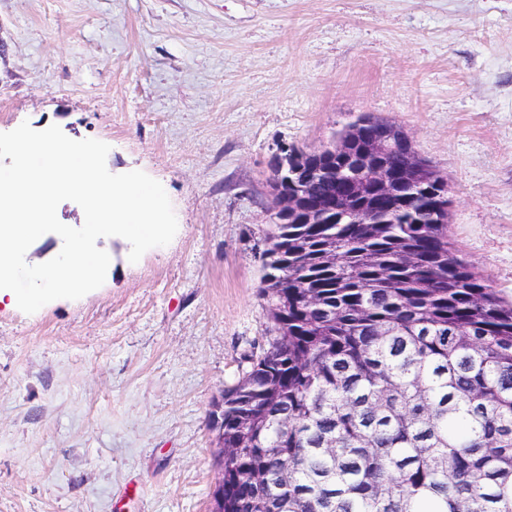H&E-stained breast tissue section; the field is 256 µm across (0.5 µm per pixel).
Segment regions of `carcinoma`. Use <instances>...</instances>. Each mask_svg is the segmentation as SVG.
<instances>
[{
  "instance_id": "cac0c4a2",
  "label": "carcinoma",
  "mask_w": 512,
  "mask_h": 512,
  "mask_svg": "<svg viewBox=\"0 0 512 512\" xmlns=\"http://www.w3.org/2000/svg\"><path fill=\"white\" fill-rule=\"evenodd\" d=\"M343 174L335 162L309 199ZM415 209L445 213L448 197L433 186ZM276 237L260 293L288 335L224 389V512H512V304L445 225L338 212L285 217Z\"/></svg>"
}]
</instances>
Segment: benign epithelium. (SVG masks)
I'll return each mask as SVG.
<instances>
[{
  "mask_svg": "<svg viewBox=\"0 0 512 512\" xmlns=\"http://www.w3.org/2000/svg\"><path fill=\"white\" fill-rule=\"evenodd\" d=\"M365 141L361 159L348 170L346 182L352 194L357 195L368 185L376 195L389 200L396 194L399 183L413 188L422 185L444 187L443 179L413 150L411 140L391 125L381 127L378 120L362 117L352 125L351 136L339 140L329 151L345 158L352 156L353 148ZM324 149L305 150L284 148L271 166L270 189L274 200V211L284 215L297 214L306 206V184L316 174L311 159L322 154ZM396 152L403 163L392 168L387 163L388 155ZM208 512H224V465L218 466L215 486Z\"/></svg>",
  "mask_w": 512,
  "mask_h": 512,
  "instance_id": "1",
  "label": "benign epithelium"
}]
</instances>
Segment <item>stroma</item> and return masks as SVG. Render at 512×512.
Segmentation results:
<instances>
[{"label": "stroma", "instance_id": "obj_1", "mask_svg": "<svg viewBox=\"0 0 512 512\" xmlns=\"http://www.w3.org/2000/svg\"><path fill=\"white\" fill-rule=\"evenodd\" d=\"M368 115L447 183L448 245L512 301V0H0V133L107 143L178 229L104 284L0 304V512H207L208 414L273 324L268 179Z\"/></svg>", "mask_w": 512, "mask_h": 512}]
</instances>
